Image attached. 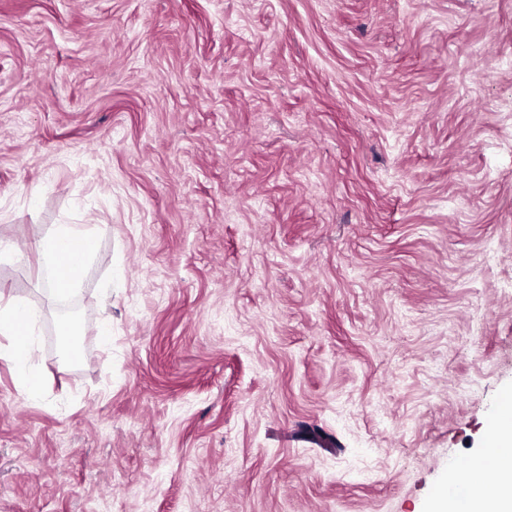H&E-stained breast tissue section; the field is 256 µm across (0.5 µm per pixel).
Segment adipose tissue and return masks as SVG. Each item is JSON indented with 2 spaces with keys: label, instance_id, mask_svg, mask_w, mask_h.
I'll return each instance as SVG.
<instances>
[{
  "label": "adipose tissue",
  "instance_id": "adipose-tissue-1",
  "mask_svg": "<svg viewBox=\"0 0 512 512\" xmlns=\"http://www.w3.org/2000/svg\"><path fill=\"white\" fill-rule=\"evenodd\" d=\"M94 238L92 228L72 224L60 226L36 242L35 249L52 289H59L64 283L74 284L79 279L82 263L70 265L66 258L81 242ZM35 319L29 309L11 302L0 303V355L24 370L23 391L29 399L36 398L41 391V377L32 363L35 349L30 332ZM487 459L496 462L498 482L493 486L483 482L478 468ZM452 474L467 485L468 494L461 501L439 498L435 512H512V422L495 417L488 427L485 448L465 457Z\"/></svg>",
  "mask_w": 512,
  "mask_h": 512
}]
</instances>
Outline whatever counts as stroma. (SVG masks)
Masks as SVG:
<instances>
[{"label":"stroma","instance_id":"stroma-1","mask_svg":"<svg viewBox=\"0 0 512 512\" xmlns=\"http://www.w3.org/2000/svg\"><path fill=\"white\" fill-rule=\"evenodd\" d=\"M0 299V512H429L512 391V0H0ZM95 239V232L92 228L86 227L85 225H62L55 231L48 233L44 237L40 238L35 243V249L38 257L42 262L43 270L48 272V285L52 288L51 290L57 293H62V289L65 285L74 284L80 277L83 269V258L87 257L93 247ZM84 241H92L90 243ZM84 242L79 249L81 254L80 259L72 264L67 272L66 277L62 272L61 278H64V282H60L59 269L63 265L67 256L74 250V248ZM35 319L36 315L29 309L12 302L0 303V335L7 341L6 345H0V354L24 370L23 391L27 399L36 398L42 385L32 363L35 349L30 332Z\"/></svg>","mask_w":512,"mask_h":512}]
</instances>
